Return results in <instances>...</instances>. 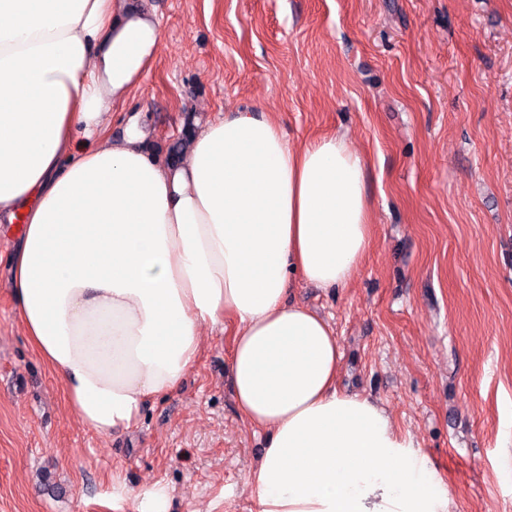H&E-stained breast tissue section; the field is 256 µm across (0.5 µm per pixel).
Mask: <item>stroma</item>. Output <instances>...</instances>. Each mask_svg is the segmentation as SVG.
<instances>
[{"mask_svg": "<svg viewBox=\"0 0 512 512\" xmlns=\"http://www.w3.org/2000/svg\"><path fill=\"white\" fill-rule=\"evenodd\" d=\"M139 2L162 43L126 109L156 157L248 109L289 146L341 131L366 158L361 266L294 298L330 320L339 387L413 438L450 512H512V0ZM18 231L0 227V512H129L116 474L163 482L170 512H257L266 434L232 394V327L203 325L194 366L135 427L93 434L17 315Z\"/></svg>", "mask_w": 512, "mask_h": 512, "instance_id": "stroma-1", "label": "stroma"}]
</instances>
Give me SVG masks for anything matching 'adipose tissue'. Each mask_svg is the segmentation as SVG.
I'll return each mask as SVG.
<instances>
[{
    "label": "adipose tissue",
    "mask_w": 512,
    "mask_h": 512,
    "mask_svg": "<svg viewBox=\"0 0 512 512\" xmlns=\"http://www.w3.org/2000/svg\"><path fill=\"white\" fill-rule=\"evenodd\" d=\"M161 47L137 0H0V224L17 315L87 430L135 426L175 391L201 328L231 318L242 415L268 440L258 512H449L408 435L338 390L331 325L297 284L343 288L370 244L365 160L339 133L289 147L248 110L207 123L175 165L122 109ZM131 512H168L162 482L112 479Z\"/></svg>",
    "instance_id": "obj_1"
}]
</instances>
